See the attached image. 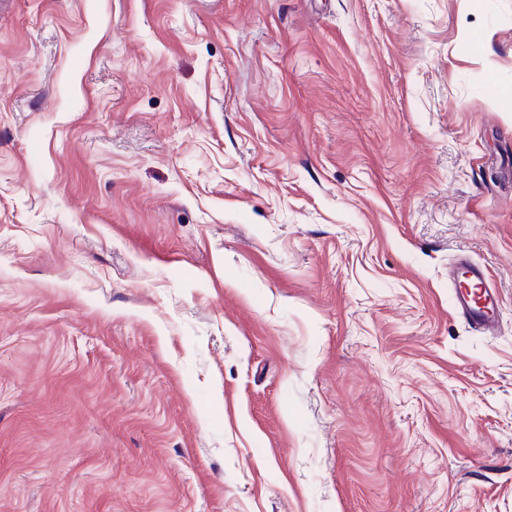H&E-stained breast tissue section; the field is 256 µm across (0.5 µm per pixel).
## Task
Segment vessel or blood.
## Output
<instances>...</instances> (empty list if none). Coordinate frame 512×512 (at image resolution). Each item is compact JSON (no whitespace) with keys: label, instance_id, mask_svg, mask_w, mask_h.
I'll list each match as a JSON object with an SVG mask.
<instances>
[{"label":"vessel or blood","instance_id":"obj_1","mask_svg":"<svg viewBox=\"0 0 512 512\" xmlns=\"http://www.w3.org/2000/svg\"><path fill=\"white\" fill-rule=\"evenodd\" d=\"M451 280L453 309L468 326L479 333L494 331L500 315V297L488 284L485 270L469 258H461L456 264Z\"/></svg>","mask_w":512,"mask_h":512}]
</instances>
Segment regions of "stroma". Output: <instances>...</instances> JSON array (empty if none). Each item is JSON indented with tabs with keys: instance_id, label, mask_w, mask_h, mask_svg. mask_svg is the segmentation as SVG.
<instances>
[{
	"instance_id": "stroma-1",
	"label": "stroma",
	"mask_w": 512,
	"mask_h": 512,
	"mask_svg": "<svg viewBox=\"0 0 512 512\" xmlns=\"http://www.w3.org/2000/svg\"><path fill=\"white\" fill-rule=\"evenodd\" d=\"M506 91L512 0H0V512H512ZM453 309L468 326L491 334L499 322L500 297L488 284L486 271L467 257L459 259L451 274Z\"/></svg>"
}]
</instances>
